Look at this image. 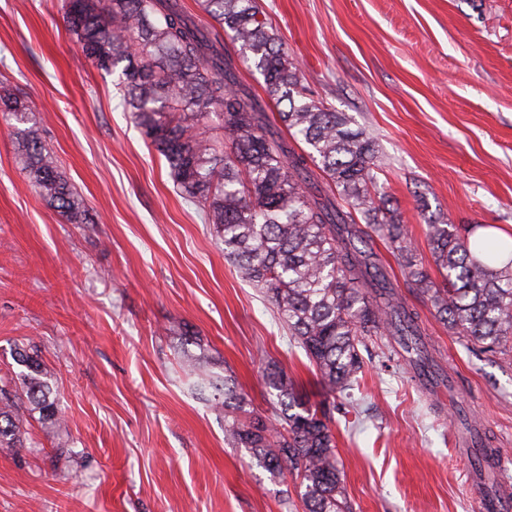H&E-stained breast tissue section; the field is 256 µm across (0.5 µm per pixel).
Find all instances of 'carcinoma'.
<instances>
[{"label": "carcinoma", "mask_w": 512, "mask_h": 512, "mask_svg": "<svg viewBox=\"0 0 512 512\" xmlns=\"http://www.w3.org/2000/svg\"><path fill=\"white\" fill-rule=\"evenodd\" d=\"M206 26L181 0H63L72 39L98 70L120 71L123 101L163 157L175 188L198 205L242 276L276 308L332 394H349L364 369L361 350L389 336L417 375L433 361L420 313L399 297L374 251L401 258L413 288L448 331L493 351L512 340V249L471 240L476 224H429L443 284L419 267L406 225L375 198L381 158L375 140L351 127L304 85L257 0H198ZM263 77L265 97L240 78L221 33ZM278 109L274 126L263 101ZM29 105L0 90V119L15 120L16 161L39 197L71 224L87 223L83 198L29 122ZM223 137L207 134L212 122ZM287 133L304 147L295 149ZM511 258L499 264L501 252ZM17 385H0V444L24 447L25 410L46 431L60 420L52 375L38 356L16 351ZM273 417L246 415L231 377L200 390L224 399V441L247 448L270 473L300 479L305 512H350L333 433L336 405L303 400L294 381L266 366Z\"/></svg>", "instance_id": "carcinoma-1"}]
</instances>
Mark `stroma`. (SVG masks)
Here are the masks:
<instances>
[{
  "mask_svg": "<svg viewBox=\"0 0 512 512\" xmlns=\"http://www.w3.org/2000/svg\"><path fill=\"white\" fill-rule=\"evenodd\" d=\"M324 104L376 141V194L397 207L432 280L430 224L512 232V0H259ZM117 75L74 43L61 0H0V86L26 100L93 217L39 197L0 121V381L18 347L52 374L61 420L0 445V512H304L300 481L224 442V407L199 398L182 331L246 410L270 413L265 364L328 399L273 305L245 281L121 104ZM444 383L422 387L388 340L359 390L337 397L336 450L352 512H478L460 455L477 424L512 479V348L449 332L388 250Z\"/></svg>",
  "mask_w": 512,
  "mask_h": 512,
  "instance_id": "obj_1",
  "label": "stroma"
}]
</instances>
